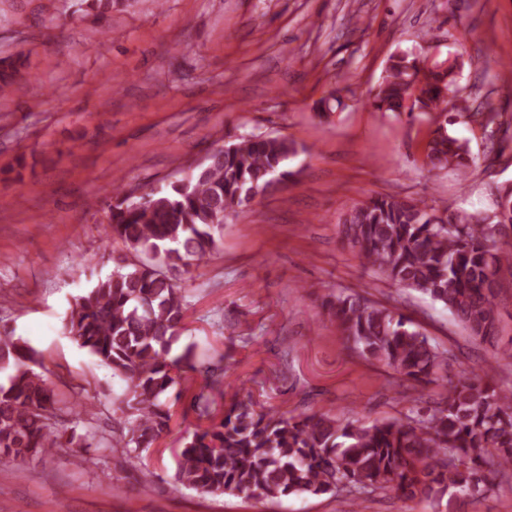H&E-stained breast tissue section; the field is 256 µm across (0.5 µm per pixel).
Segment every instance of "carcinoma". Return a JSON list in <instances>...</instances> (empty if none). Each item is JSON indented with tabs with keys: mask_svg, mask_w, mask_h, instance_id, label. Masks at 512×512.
<instances>
[{
	"mask_svg": "<svg viewBox=\"0 0 512 512\" xmlns=\"http://www.w3.org/2000/svg\"><path fill=\"white\" fill-rule=\"evenodd\" d=\"M458 62L421 71L416 56L390 57L374 97L382 112H437L450 121H495L490 103L458 93ZM17 68L0 61V89H11ZM448 121V122H450ZM435 129L426 158L434 169L464 171L477 163L466 143ZM212 157L190 171L140 190L115 188L108 205V256L112 272L75 298L64 330L127 384L119 401L120 426L112 438L84 422L86 400H65L42 371L35 351L0 334V466L65 453L84 461L81 449L121 450L129 465L171 432L183 373L195 369L194 347L173 357L184 329L187 301L180 285L192 262L218 249L224 211L246 212L254 196L277 191L299 153L283 135L251 134L210 148ZM491 215H450L425 199L376 195L355 206L340 237L380 279L413 290L447 309L475 341L498 344V275L512 270V248L496 234L512 231V189ZM336 319L345 348L395 373V384L443 389L428 407L372 422L330 413L283 417L252 396L225 406L218 423L184 437L173 457L177 481L202 495L245 493L274 502L291 494L343 493L351 503L373 493L406 499L452 500L486 496L512 470V390L495 383L491 365L480 373L448 376V350L397 307L341 292L324 303ZM71 416L62 428L59 417Z\"/></svg>",
	"mask_w": 512,
	"mask_h": 512,
	"instance_id": "carcinoma-1",
	"label": "carcinoma"
}]
</instances>
